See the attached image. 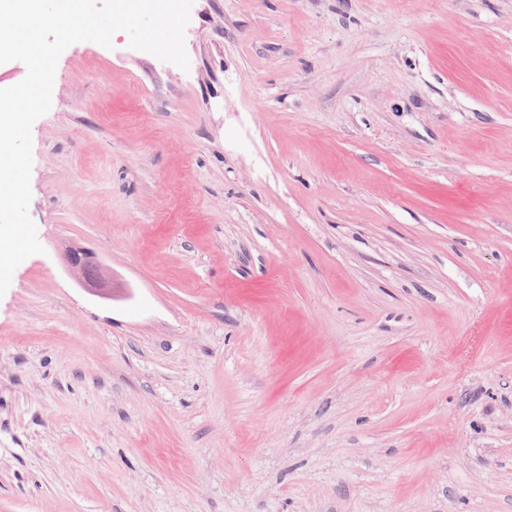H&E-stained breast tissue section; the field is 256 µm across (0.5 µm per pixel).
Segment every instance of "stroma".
<instances>
[{
  "mask_svg": "<svg viewBox=\"0 0 512 512\" xmlns=\"http://www.w3.org/2000/svg\"><path fill=\"white\" fill-rule=\"evenodd\" d=\"M184 43L58 59L0 512H512V0H194ZM66 271L91 291H100L108 283L99 256L82 247L70 246L63 253Z\"/></svg>",
  "mask_w": 512,
  "mask_h": 512,
  "instance_id": "stroma-1",
  "label": "stroma"
}]
</instances>
